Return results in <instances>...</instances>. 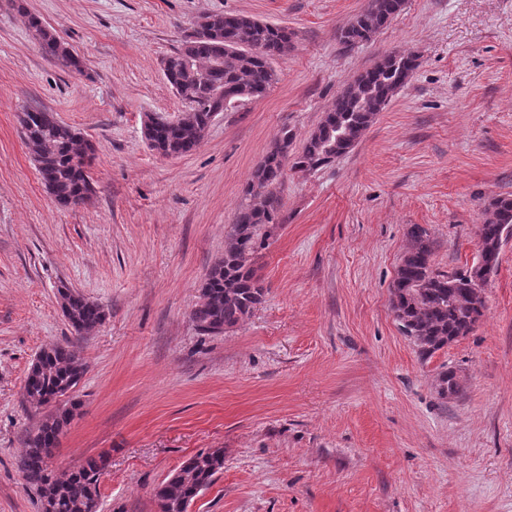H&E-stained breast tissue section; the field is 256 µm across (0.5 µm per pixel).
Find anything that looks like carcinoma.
Here are the masks:
<instances>
[{
	"label": "carcinoma",
	"mask_w": 512,
	"mask_h": 512,
	"mask_svg": "<svg viewBox=\"0 0 512 512\" xmlns=\"http://www.w3.org/2000/svg\"><path fill=\"white\" fill-rule=\"evenodd\" d=\"M403 6L404 0H371L368 9L342 30L343 42L370 40ZM197 24L200 31L186 36L182 47L162 61L167 82L188 111L174 122L159 114H148L143 122L148 148L164 157L187 154L200 145L227 87L236 88L239 101L262 96L276 81L273 60L288 53L291 43L287 28L246 15L209 13L200 16ZM28 27L45 57L63 68L82 71V61L55 30L34 16L28 17ZM415 68L414 55L392 53L351 78L298 154L293 153L292 130L282 131L246 183L244 193L253 202L242 207L229 225L224 257L211 267L201 285V300L191 312L198 331L221 334L245 321L261 304L265 289L253 259L282 223L279 188L286 167L299 172L318 170L331 163L328 146H335L338 155L353 148ZM19 123L41 180L55 200L63 205L89 200L93 186L83 159L92 144L47 110L25 109ZM508 234L512 235V198L496 197L478 229V250L485 264L447 274L431 264L433 243L427 229L418 224L410 228L391 289V307L421 355L431 356L469 334L484 316L483 287L497 271L503 237ZM59 295L76 335L87 336L104 322L105 312L99 304L68 288L59 289ZM84 373L85 365L72 346L45 349L26 376L24 400L39 411L47 402L70 394ZM439 388L444 396L459 391L454 369L441 375ZM76 407L73 402L69 408L48 414L27 435L24 451L16 460L19 474L46 512H97L103 457L88 458L63 477L50 470L52 449ZM223 467L222 450L200 452L158 485L154 498L167 505L166 512H182V506L210 486Z\"/></svg>",
	"instance_id": "carcinoma-1"
}]
</instances>
